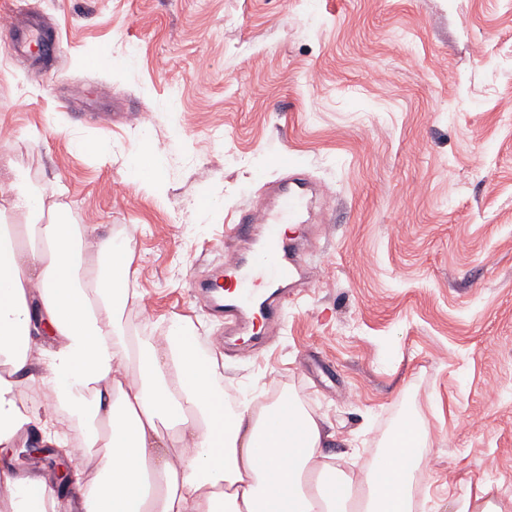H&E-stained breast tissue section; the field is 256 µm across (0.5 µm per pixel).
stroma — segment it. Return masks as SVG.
Here are the masks:
<instances>
[{"mask_svg":"<svg viewBox=\"0 0 512 512\" xmlns=\"http://www.w3.org/2000/svg\"><path fill=\"white\" fill-rule=\"evenodd\" d=\"M1 14L44 20L62 53L0 43V178L127 242L134 334L188 325L225 395L291 392L347 471L423 420L421 512H453L468 483L512 502L507 0H0ZM105 53L111 67H90ZM143 140L166 157L162 192L126 181ZM282 159L324 195L313 284L265 342L216 346L224 323L192 283L222 269L227 225Z\"/></svg>","mask_w":512,"mask_h":512,"instance_id":"1","label":"stroma"}]
</instances>
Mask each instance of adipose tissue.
<instances>
[{"instance_id": "1", "label": "adipose tissue", "mask_w": 512, "mask_h": 512, "mask_svg": "<svg viewBox=\"0 0 512 512\" xmlns=\"http://www.w3.org/2000/svg\"><path fill=\"white\" fill-rule=\"evenodd\" d=\"M131 157L128 183L162 189L163 153L143 143ZM0 196V445L32 427L51 448L80 442L71 484L82 512H412L431 446L423 425L405 421L361 483L330 480L324 420L292 394L230 409L190 327L150 344L126 330L121 313L141 302L126 242L63 216L40 225V192L11 184ZM9 211L24 223H6ZM42 336L51 347L38 373ZM39 385L78 418L71 435L19 407ZM59 496L0 469V512H58Z\"/></svg>"}]
</instances>
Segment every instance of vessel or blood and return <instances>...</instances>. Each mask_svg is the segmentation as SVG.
<instances>
[{
    "label": "vessel or blood",
    "instance_id": "obj_1",
    "mask_svg": "<svg viewBox=\"0 0 512 512\" xmlns=\"http://www.w3.org/2000/svg\"><path fill=\"white\" fill-rule=\"evenodd\" d=\"M7 47L17 53L48 56L55 46L28 19L12 20L0 29ZM260 199L244 207L231 230L233 237L261 230L263 241L251 255L226 250L223 290H207V307L223 316L229 332L270 334L283 323L281 308L290 290L309 280L298 261V247L289 242L286 225L302 223L314 190L298 165H288L278 179H260Z\"/></svg>",
    "mask_w": 512,
    "mask_h": 512
}]
</instances>
